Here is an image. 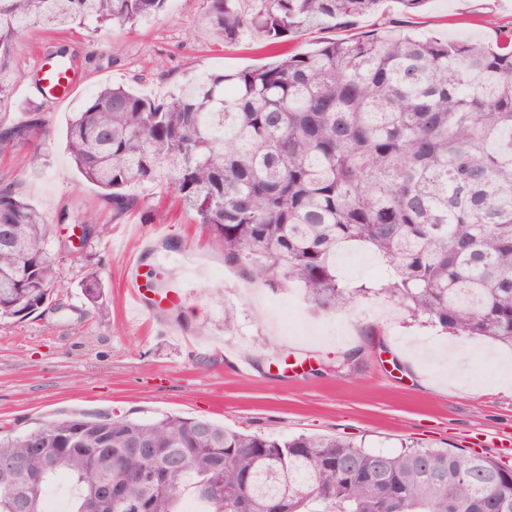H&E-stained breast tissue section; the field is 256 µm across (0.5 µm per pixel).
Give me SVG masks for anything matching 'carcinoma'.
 Instances as JSON below:
<instances>
[{
    "instance_id": "carcinoma-1",
    "label": "carcinoma",
    "mask_w": 512,
    "mask_h": 512,
    "mask_svg": "<svg viewBox=\"0 0 512 512\" xmlns=\"http://www.w3.org/2000/svg\"><path fill=\"white\" fill-rule=\"evenodd\" d=\"M167 0H0V103L12 98L20 35L49 24L123 27ZM380 0H208L218 43L245 32L272 44L350 26ZM0 126V146L46 132L41 113ZM67 149L80 175L123 213L126 189L166 182L221 243L246 283H296L318 309L371 295L453 336L512 346V35L492 43L394 25L233 74H201L165 100L106 86L73 113ZM57 225L0 188V317L48 309L47 248ZM347 245L383 266L374 281L336 269ZM92 305L97 272L81 282ZM87 435L99 448L68 446ZM155 452L157 478L135 444ZM185 512V496L224 512H512V467L481 454L371 451L336 436L249 434L207 418L90 413L0 437V512ZM120 485L119 504L101 494Z\"/></svg>"
}]
</instances>
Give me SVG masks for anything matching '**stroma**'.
<instances>
[{"label": "stroma", "instance_id": "35a3bbf8", "mask_svg": "<svg viewBox=\"0 0 512 512\" xmlns=\"http://www.w3.org/2000/svg\"><path fill=\"white\" fill-rule=\"evenodd\" d=\"M205 5L168 0L158 16L124 28L38 26L19 39L12 68L22 79L0 106V125L18 120L25 103L38 107L48 133L37 147L0 154V187H15L54 220L95 214L105 234L79 254H57L52 309L0 319V432L83 412L176 414L283 438L336 434L375 451L415 445L497 456L500 440L512 437V379L503 375L512 347L473 338L452 362L448 334L395 305L374 317L377 300L361 301L343 329L336 312L313 310L298 287H247L173 190L132 187L136 208L115 214L77 173L65 136L71 113L109 84L162 99L199 72L261 67L389 21L421 35L490 42L512 28V0H426L412 15L402 14L398 0H381L352 27L304 31L274 47L254 32L213 46L200 30ZM60 47L82 82L57 104L32 95L30 86ZM134 256L153 287L178 291L177 305L129 304ZM91 270L105 286L94 305L80 288ZM228 308L237 314L231 332L222 325ZM352 349L357 358L345 361Z\"/></svg>", "mask_w": 512, "mask_h": 512}]
</instances>
